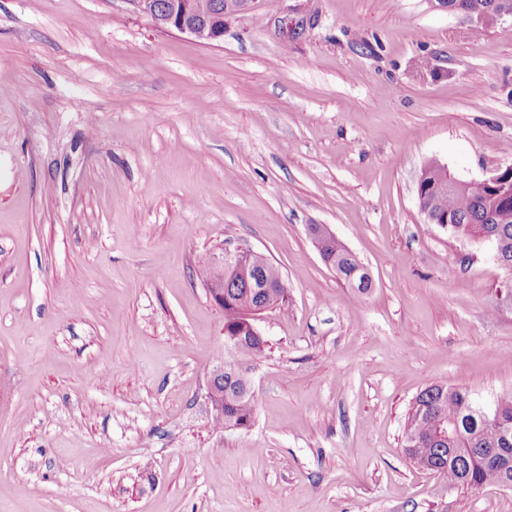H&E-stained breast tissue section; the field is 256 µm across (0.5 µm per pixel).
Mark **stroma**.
<instances>
[{
    "label": "stroma",
    "instance_id": "stroma-1",
    "mask_svg": "<svg viewBox=\"0 0 512 512\" xmlns=\"http://www.w3.org/2000/svg\"><path fill=\"white\" fill-rule=\"evenodd\" d=\"M431 161L512 165V21L253 0L204 44L132 0H0V512H512L404 452L431 384L512 392V275L426 223ZM239 244L288 297L224 431L198 267ZM336 272L337 278L343 282V284L349 286V288H356L359 295H364L370 289L369 279L371 283V277L367 272V276L369 277L368 282L365 287H363L365 268L362 263L357 259L355 254L349 251L346 247H342L336 242V269H333Z\"/></svg>",
    "mask_w": 512,
    "mask_h": 512
}]
</instances>
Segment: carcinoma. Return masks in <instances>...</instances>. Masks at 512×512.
<instances>
[{
	"label": "carcinoma",
	"mask_w": 512,
	"mask_h": 512,
	"mask_svg": "<svg viewBox=\"0 0 512 512\" xmlns=\"http://www.w3.org/2000/svg\"><path fill=\"white\" fill-rule=\"evenodd\" d=\"M456 7V15L469 19L486 18L512 0H447ZM433 209L449 215L454 223L448 232L458 238L472 240L487 233L502 258L500 267L512 274V205L496 198L495 193L450 187L432 195ZM328 255H336V276L343 284L364 295L365 268L355 254L341 245L323 242ZM279 285V300L287 297V288L279 269L264 255L251 258L247 271L224 280V342L232 345L237 363L254 368L265 355L266 340L249 335L245 325L250 315L267 302L263 285ZM244 379L224 377V416L215 424L224 429H245L250 426L255 401L244 393ZM498 411L509 428L508 439L501 438L498 427L489 424L478 413V406L462 387L435 383L422 390L410 409L406 434L413 435L412 446L404 447L408 458L418 466L443 474L450 487L482 489L497 487L504 478L512 480V465L508 469L486 467L476 456L475 449L494 444L508 449L512 462V393L497 400Z\"/></svg>",
	"instance_id": "cac0c4a2"
}]
</instances>
